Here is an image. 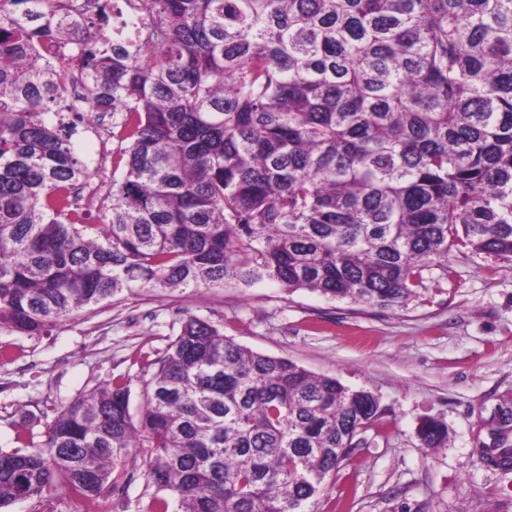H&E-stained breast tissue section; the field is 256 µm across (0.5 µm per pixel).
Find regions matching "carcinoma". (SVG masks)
Masks as SVG:
<instances>
[{"instance_id":"cac0c4a2","label":"carcinoma","mask_w":512,"mask_h":512,"mask_svg":"<svg viewBox=\"0 0 512 512\" xmlns=\"http://www.w3.org/2000/svg\"><path fill=\"white\" fill-rule=\"evenodd\" d=\"M52 0H0V327L42 334L134 288L261 281L379 308L464 245L512 260V0H135L147 44L83 30ZM75 40L68 99L39 37ZM112 114L111 204L63 114ZM130 383L58 410L38 447L0 449V510L62 486L87 512L132 448L153 512H316L379 399L253 351L187 315ZM474 453L512 471V398ZM425 448L448 428L427 419Z\"/></svg>"}]
</instances>
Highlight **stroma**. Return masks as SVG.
Returning a JSON list of instances; mask_svg holds the SVG:
<instances>
[{
  "label": "stroma",
  "mask_w": 512,
  "mask_h": 512,
  "mask_svg": "<svg viewBox=\"0 0 512 512\" xmlns=\"http://www.w3.org/2000/svg\"><path fill=\"white\" fill-rule=\"evenodd\" d=\"M72 140L89 176L83 210L107 206L116 141L87 120ZM405 306L379 308L235 281L206 294L136 288L78 311L50 333L0 329V448L20 436L42 442L56 410L117 377L141 406L140 362L162 357L175 319L223 322L236 343L291 360L313 374L372 392L380 419L344 461L318 512H512V473L483 466L473 452L478 413L512 397V261L472 248L426 272ZM427 418L448 428V445L422 448ZM146 458L130 451L118 487L89 512H151L155 487Z\"/></svg>",
  "instance_id": "stroma-1"
}]
</instances>
